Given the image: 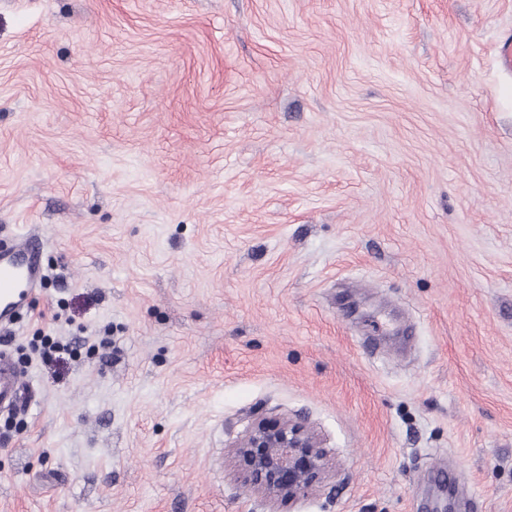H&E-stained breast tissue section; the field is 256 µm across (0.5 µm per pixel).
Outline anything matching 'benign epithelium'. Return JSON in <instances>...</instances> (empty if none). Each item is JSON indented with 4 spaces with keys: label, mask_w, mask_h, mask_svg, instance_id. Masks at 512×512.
<instances>
[{
    "label": "benign epithelium",
    "mask_w": 512,
    "mask_h": 512,
    "mask_svg": "<svg viewBox=\"0 0 512 512\" xmlns=\"http://www.w3.org/2000/svg\"><path fill=\"white\" fill-rule=\"evenodd\" d=\"M233 455L242 485L274 502L304 497L328 475L325 448L299 420L253 422Z\"/></svg>",
    "instance_id": "7a95c632"
}]
</instances>
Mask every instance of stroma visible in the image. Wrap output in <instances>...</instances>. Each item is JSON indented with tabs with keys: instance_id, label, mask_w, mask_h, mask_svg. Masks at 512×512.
I'll return each instance as SVG.
<instances>
[{
	"instance_id": "stroma-1",
	"label": "stroma",
	"mask_w": 512,
	"mask_h": 512,
	"mask_svg": "<svg viewBox=\"0 0 512 512\" xmlns=\"http://www.w3.org/2000/svg\"><path fill=\"white\" fill-rule=\"evenodd\" d=\"M512 0H0V512H512ZM60 347L43 359L40 337ZM331 452L237 481L256 419ZM42 241L21 238L10 249L0 250V323L12 324L20 310L39 289L44 273ZM9 355L4 349L0 350V406L5 403L23 404L28 398V392L19 372L11 366ZM232 448L242 485L274 502L304 497L328 475L325 448L299 420L259 419Z\"/></svg>"
}]
</instances>
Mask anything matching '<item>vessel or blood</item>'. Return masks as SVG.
Instances as JSON below:
<instances>
[{
    "label": "vessel or blood",
    "instance_id": "b4317fda",
    "mask_svg": "<svg viewBox=\"0 0 512 512\" xmlns=\"http://www.w3.org/2000/svg\"><path fill=\"white\" fill-rule=\"evenodd\" d=\"M42 241L26 237L6 250H0V323H13L28 298L41 285ZM28 397L18 371L11 366L5 350H0V406L21 404Z\"/></svg>",
    "mask_w": 512,
    "mask_h": 512
}]
</instances>
